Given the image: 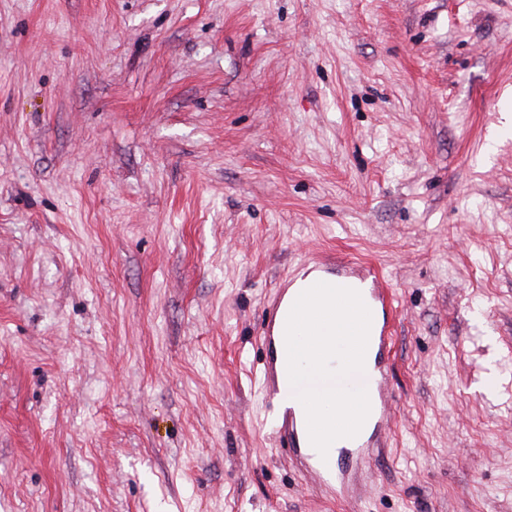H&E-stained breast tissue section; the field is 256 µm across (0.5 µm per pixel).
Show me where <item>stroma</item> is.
<instances>
[{
	"label": "stroma",
	"instance_id": "obj_1",
	"mask_svg": "<svg viewBox=\"0 0 512 512\" xmlns=\"http://www.w3.org/2000/svg\"><path fill=\"white\" fill-rule=\"evenodd\" d=\"M508 127L512 0H0V504L512 512ZM338 259L398 312L354 506L265 422Z\"/></svg>",
	"mask_w": 512,
	"mask_h": 512
}]
</instances>
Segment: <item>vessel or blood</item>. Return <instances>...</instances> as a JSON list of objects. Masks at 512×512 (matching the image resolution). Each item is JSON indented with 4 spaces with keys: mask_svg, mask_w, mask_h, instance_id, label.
I'll list each match as a JSON object with an SVG mask.
<instances>
[{
    "mask_svg": "<svg viewBox=\"0 0 512 512\" xmlns=\"http://www.w3.org/2000/svg\"><path fill=\"white\" fill-rule=\"evenodd\" d=\"M363 282L366 286L364 303L370 312L381 313L382 318L372 321L367 346L368 354L373 357L368 392L370 413L360 432L350 438L348 446L329 449L327 456H320L309 441L307 422L299 407L289 404L287 394L278 384L281 366L272 360L266 367V392L277 405V427L288 442L289 453L326 492L352 502L360 497L361 475L365 467L385 447L384 435L392 419L393 393L389 365L384 355L389 351L392 340L395 298L379 271L367 269ZM288 316V308L279 304L267 312L262 336L267 345H274L275 332L285 327Z\"/></svg>",
    "mask_w": 512,
    "mask_h": 512,
    "instance_id": "1",
    "label": "vessel or blood"
}]
</instances>
